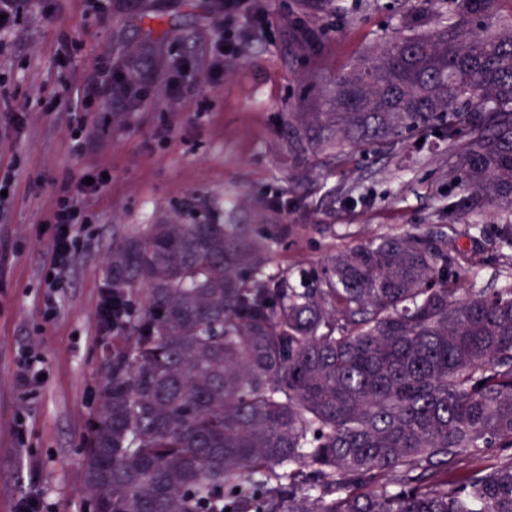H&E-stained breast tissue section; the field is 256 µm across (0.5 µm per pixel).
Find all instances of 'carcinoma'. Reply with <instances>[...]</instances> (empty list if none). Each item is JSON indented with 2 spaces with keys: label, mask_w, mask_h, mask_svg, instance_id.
Returning <instances> with one entry per match:
<instances>
[{
  "label": "carcinoma",
  "mask_w": 512,
  "mask_h": 512,
  "mask_svg": "<svg viewBox=\"0 0 512 512\" xmlns=\"http://www.w3.org/2000/svg\"><path fill=\"white\" fill-rule=\"evenodd\" d=\"M499 0H418L336 76L330 112H286L288 153L340 163L448 149L447 224L370 239L290 282L258 229L190 203L112 251L118 328L83 452L97 512H512V20ZM145 292L136 305L133 295Z\"/></svg>",
  "instance_id": "obj_1"
}]
</instances>
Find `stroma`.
I'll list each match as a JSON object with an SVG mask.
<instances>
[{
    "instance_id": "obj_1",
    "label": "stroma",
    "mask_w": 512,
    "mask_h": 512,
    "mask_svg": "<svg viewBox=\"0 0 512 512\" xmlns=\"http://www.w3.org/2000/svg\"><path fill=\"white\" fill-rule=\"evenodd\" d=\"M26 0L0 35V512L39 486L46 512H84L82 448L101 389L100 319L113 248L147 224L185 217L187 202L235 210L248 224H280L271 267L320 268L361 240L437 223L452 196L446 151L397 152L377 160L348 151L343 168L304 169L283 147L291 104L324 111L338 74L394 35L416 0H261L265 29L209 75V47L224 25V0ZM161 17L159 26L147 16ZM195 78L172 100L182 60ZM140 74L135 103L93 100L90 147L75 151L70 97L96 69ZM21 113L15 127L13 113ZM94 166L111 182L83 197L90 221L81 250L43 317L46 219L57 190ZM42 355L44 380L17 378L26 345ZM24 419L16 433V419Z\"/></svg>"
}]
</instances>
